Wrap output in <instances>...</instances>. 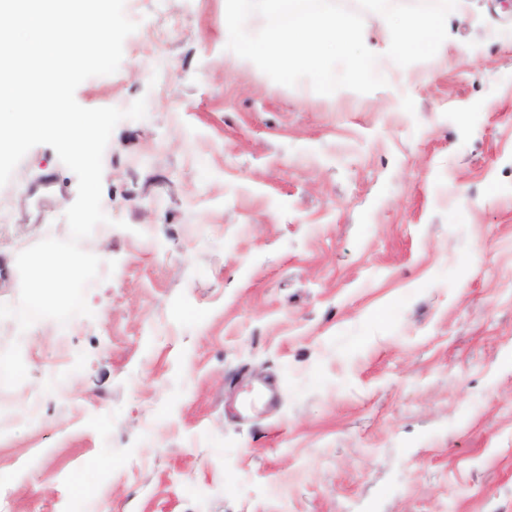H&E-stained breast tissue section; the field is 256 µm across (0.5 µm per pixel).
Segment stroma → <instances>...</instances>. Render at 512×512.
<instances>
[{
    "label": "stroma",
    "instance_id": "obj_1",
    "mask_svg": "<svg viewBox=\"0 0 512 512\" xmlns=\"http://www.w3.org/2000/svg\"><path fill=\"white\" fill-rule=\"evenodd\" d=\"M128 108L103 155L91 316L0 319L22 378L0 512H512V0H458L385 87H286L227 50L224 0H125ZM47 145L0 187L18 253L70 235Z\"/></svg>",
    "mask_w": 512,
    "mask_h": 512
}]
</instances>
